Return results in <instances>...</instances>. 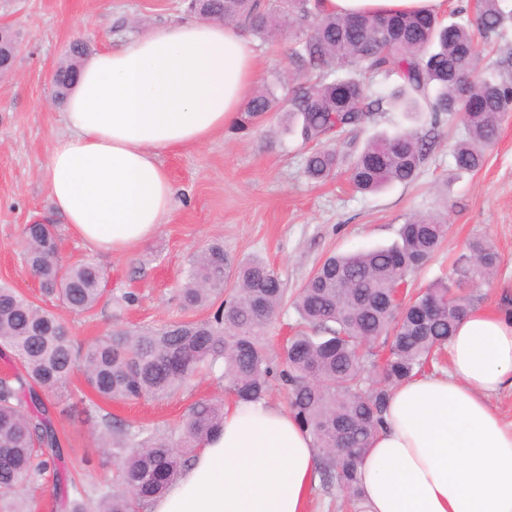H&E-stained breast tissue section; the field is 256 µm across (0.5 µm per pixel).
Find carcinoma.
Here are the masks:
<instances>
[{
    "label": "carcinoma",
    "mask_w": 512,
    "mask_h": 512,
    "mask_svg": "<svg viewBox=\"0 0 512 512\" xmlns=\"http://www.w3.org/2000/svg\"><path fill=\"white\" fill-rule=\"evenodd\" d=\"M501 2L481 0L475 29L467 20L445 25L424 12L330 14L319 0H188V9L266 37L289 33L294 76L304 82L282 96L260 92L244 106L239 126L281 114L285 133L298 132L313 144L304 172L322 182L335 175L339 162L323 141L362 126L386 105L420 114L433 129L459 117L465 136L453 147L454 166L465 172L483 166L512 112V78L482 75L475 42V32L498 35L512 18ZM86 56L85 47L69 46L52 80L53 102L64 103ZM388 82L394 86L387 95H373V85ZM433 146L422 129L378 135L352 162L350 180L364 192L409 183ZM446 234L442 220L414 216L391 246L328 257L293 298L303 330L288 340L279 367L269 355L267 334L286 288L274 269L253 258L239 264L235 291L216 302L230 273L219 242L193 257L181 289L183 309H208L206 317L147 332L115 331L87 345L73 338L52 308L1 282L0 346L14 352L23 372L0 378V512H24L18 507L23 490L62 459L51 397L77 372L107 401L171 397L206 370L218 373L235 399L256 402L266 398L275 378L287 390L288 411L312 436L323 484L359 502L357 464L382 422L391 389L424 372L445 350L474 310L468 288L498 266L497 253L474 239L457 259L455 278L430 285L402 307L395 304L394 288ZM22 254L42 295L72 310L133 302L130 295L112 298L94 262H65L55 229L25 225ZM379 339L386 352L380 370L372 372L368 363ZM87 420L98 446L117 450L119 481L92 492L72 483L60 497L63 508L140 512L179 477L197 444L222 427L224 404L196 402L179 432L134 428L109 412Z\"/></svg>",
    "instance_id": "obj_1"
}]
</instances>
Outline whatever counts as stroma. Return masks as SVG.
I'll return each mask as SVG.
<instances>
[{
    "mask_svg": "<svg viewBox=\"0 0 512 512\" xmlns=\"http://www.w3.org/2000/svg\"><path fill=\"white\" fill-rule=\"evenodd\" d=\"M184 0H0V24L19 32L13 71L0 78V282L34 302L38 283L26 267L23 228L40 218L55 224L64 258L92 259L115 295L133 294L129 306H98L78 315L63 305L54 310L75 340L88 343L115 330L129 331L177 322L185 317L180 291L191 257L218 240L231 264L257 256L280 276L287 298L268 333V349L281 361L287 340L298 330L291 299L330 255L389 246L402 224L415 215L445 219L448 233L439 248L406 278L409 293L453 277L454 262L469 240H488L499 255L498 269L475 285L479 309L512 311V114L483 167L455 170L451 155L463 127L447 120L419 176L378 193H362L349 182V168L360 149L381 133L421 127L413 114L381 112L335 144L341 162L333 179L315 182L304 172L306 148L300 137L282 132L271 113L259 124H225L207 141L161 156L176 190L166 224L147 244L118 254L91 253L55 212L40 178L56 136L65 134L63 109L51 100L52 74L76 39L100 50L111 39L151 26L189 20ZM257 63L254 91L288 75L291 41L287 35H250ZM231 402L224 383L199 374L188 388L165 399L106 402L104 411L135 427L177 428L198 400ZM81 375H74L54 422L66 450L64 465L87 489L111 485L112 455L97 448L85 411L96 403Z\"/></svg>",
    "mask_w": 512,
    "mask_h": 512,
    "instance_id": "obj_1",
    "label": "stroma"
}]
</instances>
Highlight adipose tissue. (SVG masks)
Here are the masks:
<instances>
[{
  "instance_id": "obj_1",
  "label": "adipose tissue",
  "mask_w": 512,
  "mask_h": 512,
  "mask_svg": "<svg viewBox=\"0 0 512 512\" xmlns=\"http://www.w3.org/2000/svg\"><path fill=\"white\" fill-rule=\"evenodd\" d=\"M323 11L440 13L447 0H322ZM256 75L238 28L171 22L95 52L65 105L42 180L74 237L119 253L154 237L174 187L161 153L233 120ZM448 367L404 380L358 464L363 512H512V313L476 310L446 345ZM310 434L288 410L233 402L151 512H305L317 481Z\"/></svg>"
}]
</instances>
